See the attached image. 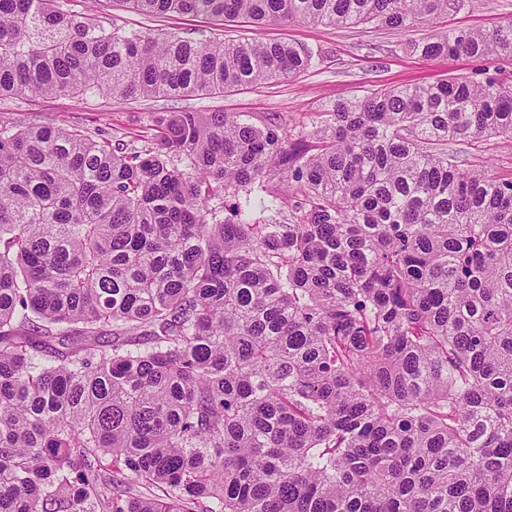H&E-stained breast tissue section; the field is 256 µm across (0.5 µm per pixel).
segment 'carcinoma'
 Here are the masks:
<instances>
[{"label": "carcinoma", "instance_id": "1", "mask_svg": "<svg viewBox=\"0 0 512 512\" xmlns=\"http://www.w3.org/2000/svg\"><path fill=\"white\" fill-rule=\"evenodd\" d=\"M123 2L407 33L476 0ZM65 4L0 0V102L256 87L315 56ZM403 49L511 59L512 22ZM501 137L512 83L468 75L294 135L187 110L130 151L0 129V512H512V179L451 148Z\"/></svg>", "mask_w": 512, "mask_h": 512}]
</instances>
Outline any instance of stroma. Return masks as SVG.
I'll return each instance as SVG.
<instances>
[{
	"label": "stroma",
	"instance_id": "1",
	"mask_svg": "<svg viewBox=\"0 0 512 512\" xmlns=\"http://www.w3.org/2000/svg\"><path fill=\"white\" fill-rule=\"evenodd\" d=\"M71 13L94 8L120 25L144 34L161 31L205 39L219 34L285 39L321 51L320 60L307 71L243 90L203 92L193 97H152L120 101L98 93L75 95H26L0 102V120L6 125L51 124L80 130L96 140H122L140 146L150 136L157 115L185 109L198 112L223 110L240 119L260 123L264 116H281L289 126H310L316 113L337 101L389 86L433 83L448 74L474 76L485 71L512 80V60L468 56L425 60L405 52L403 35L393 30L372 31L362 26L336 28L306 22L273 23L255 27L238 19L221 22L204 16L169 14L147 17L125 7L123 0H69ZM512 22V0H479L471 9L451 12L436 27L491 30ZM468 161L497 178L512 177V140L491 139L466 149Z\"/></svg>",
	"mask_w": 512,
	"mask_h": 512
}]
</instances>
